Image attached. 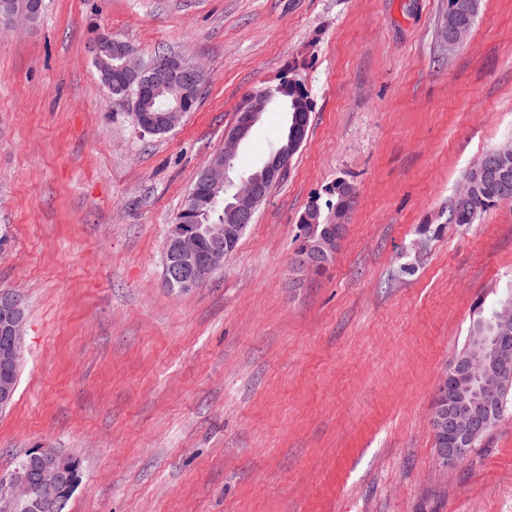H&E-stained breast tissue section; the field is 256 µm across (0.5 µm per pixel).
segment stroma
Wrapping results in <instances>:
<instances>
[{"mask_svg":"<svg viewBox=\"0 0 512 512\" xmlns=\"http://www.w3.org/2000/svg\"><path fill=\"white\" fill-rule=\"evenodd\" d=\"M446 4L45 0L0 29V290L26 308L0 474L42 446L77 459L65 512H512V412L445 473L429 422L477 303L512 285V201L447 221L476 153L512 141V0H482L452 52ZM95 25L204 67L173 131L101 91ZM286 76L312 102L301 149L224 266L171 290L169 225ZM285 121L262 114L235 173ZM339 179L358 198L334 263L292 271Z\"/></svg>","mask_w":512,"mask_h":512,"instance_id":"35a3bbf8","label":"stroma"}]
</instances>
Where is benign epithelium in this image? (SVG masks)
Returning <instances> with one entry per match:
<instances>
[{
    "instance_id": "obj_1",
    "label": "benign epithelium",
    "mask_w": 512,
    "mask_h": 512,
    "mask_svg": "<svg viewBox=\"0 0 512 512\" xmlns=\"http://www.w3.org/2000/svg\"><path fill=\"white\" fill-rule=\"evenodd\" d=\"M114 41L112 34L102 28L92 32L88 53L103 72L112 71V59L104 58V47ZM127 83L144 90L162 86L167 93L181 99L188 90L198 88L204 73L186 60H177L163 68L144 64L139 52L127 46L120 56ZM183 113L136 112L135 121L148 133L173 130ZM257 112L251 107L242 113L239 121L224 135L221 161L211 166L204 180L212 196H217L230 180L231 162L239 146L256 122ZM286 174L284 159L274 157L263 167L257 178H242L232 198L224 202V219L218 224H172L169 226L165 253L173 261L165 262V276L171 285L191 287L210 276L215 268L232 254L237 236L253 219L254 208L267 196V189L279 183ZM480 175L497 180L505 200L512 199V178L501 174L488 162ZM224 244L206 253L202 240ZM501 335L494 337L490 353L473 354L466 359H455L454 375L443 372L439 377L441 392L448 395V403H437L431 414V424L439 439L447 442L436 448L440 470L460 464L471 453L473 440L493 424L490 411L499 391L512 384V306L505 305L493 315ZM26 321L22 297L19 293L0 291V407L8 405L15 392V377L10 367L23 344ZM77 476L74 466H68L53 448H34L30 462L0 482V498L24 512H56L59 502L68 494Z\"/></svg>"
}]
</instances>
